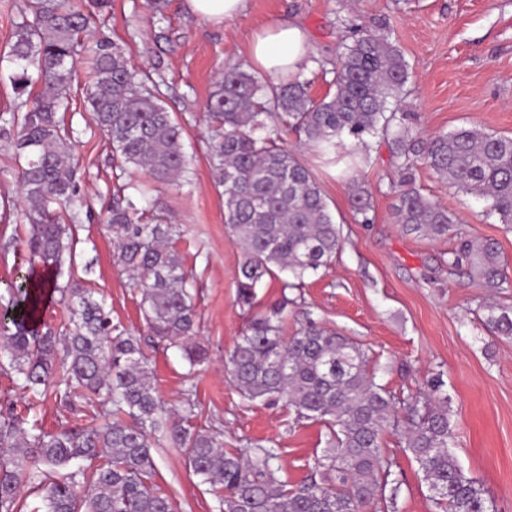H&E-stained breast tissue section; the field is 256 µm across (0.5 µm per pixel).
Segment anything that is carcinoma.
<instances>
[{
  "mask_svg": "<svg viewBox=\"0 0 512 512\" xmlns=\"http://www.w3.org/2000/svg\"><path fill=\"white\" fill-rule=\"evenodd\" d=\"M32 18L16 23L6 58L9 80L22 96L41 92L25 111L0 113V138L22 160L14 176L22 214L28 269L6 284L0 349L8 390L30 397L28 409L49 396L70 412L57 431L0 401V512H22V491L36 493L41 512H174L172 498L153 484L154 451L183 452L200 483L210 486L216 512H366L394 503L400 483L382 436L391 431L417 463L436 512H496L494 497L464 471L451 452L454 430L443 373L400 397L376 382L359 343L314 320L288 337L282 320L295 300L287 291L329 267L342 247L341 227L298 148L274 144L277 123L303 135L300 145L348 158L355 169L371 159L370 139L385 141L398 160L393 216L407 232L440 239L460 223L456 214L421 193L414 169L421 163L466 195L483 199L490 214L512 224V135L477 126L426 136L416 115L402 110L411 73L388 33L366 31L344 46L332 69L335 92L314 99L310 81L267 85L240 64L225 68L206 110L214 124L208 143L224 193V224L242 249L237 302L247 319L224 371L243 398L282 404L296 420L323 423L327 447L311 474L288 486L277 477L274 445L224 449V433L198 423V367L209 362L199 338L193 281L177 242L179 224L146 223L125 186L117 185L104 218L114 258L137 277L148 339L180 350L188 364L185 398L175 409L154 383L151 361L105 301L81 283L58 278L73 264L78 220L88 208L71 162L73 128L57 114L70 111L78 57L91 55L93 79L85 102L95 128L127 167L145 171L157 187L188 182L183 127L161 94L129 67L122 46L85 44L88 17L78 0H33ZM350 207L360 224L372 223L371 195L350 179ZM466 267L490 298L482 322L512 339V308L491 295L507 282L498 243L465 238L448 253V269ZM280 279L281 299L257 309L256 289L266 276ZM53 293L68 308L59 330L39 328Z\"/></svg>",
  "mask_w": 512,
  "mask_h": 512,
  "instance_id": "1",
  "label": "carcinoma"
}]
</instances>
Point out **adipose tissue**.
<instances>
[{
  "instance_id": "obj_1",
  "label": "adipose tissue",
  "mask_w": 512,
  "mask_h": 512,
  "mask_svg": "<svg viewBox=\"0 0 512 512\" xmlns=\"http://www.w3.org/2000/svg\"><path fill=\"white\" fill-rule=\"evenodd\" d=\"M311 52L305 28L291 20H279L253 35L248 60L267 72L290 77L298 73Z\"/></svg>"
}]
</instances>
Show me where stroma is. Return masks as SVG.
<instances>
[{"label":"stroma","instance_id":"obj_1","mask_svg":"<svg viewBox=\"0 0 512 512\" xmlns=\"http://www.w3.org/2000/svg\"><path fill=\"white\" fill-rule=\"evenodd\" d=\"M94 31L123 46L132 67L150 72L163 100L183 128L192 182L140 195L137 208L186 227L179 247L196 278V305L211 358L197 376L201 423L219 422L224 447L273 442L280 450L278 477L296 484L311 472L327 440L323 423L295 422L285 407L245 400L224 373L246 315L236 303V274L242 259L224 226V194L208 156L204 119L214 78L232 64L246 63L252 34L293 18L307 30L313 53L300 71L313 98L332 94L333 62L356 32L387 30L411 66L405 103L427 135L478 126L512 135V0H250L248 11L216 25L192 16L185 0H169L164 19L150 17L145 0H81ZM91 65L81 61L71 87L74 128L72 160L89 204L82 221L73 279L105 299L113 322L142 332L140 291L113 257L102 215L112 201L113 160L104 137L84 108ZM308 162L342 228L343 244L328 269L308 277L297 304L288 306L284 335L305 317L326 323L368 352L377 381L405 396L443 372L452 399L455 454L465 471L493 494L497 512H512V341L492 337L476 311L487 293L468 277L450 272L454 237L433 240L395 224L391 185L397 161L377 143L370 167L358 178L372 196V223L352 216L348 180L316 156ZM13 149L0 139V281L15 277L23 259L25 233ZM423 193L446 206L473 239H493L509 262L512 226L487 213L484 202L458 193L429 168L416 171ZM156 385L169 405L180 406L187 370L177 349L158 345L149 352ZM383 448L401 482L396 512H433L429 491L397 435ZM154 482L170 495L175 512H212L214 500L180 453L155 456Z\"/></svg>","mask_w":512,"mask_h":512}]
</instances>
